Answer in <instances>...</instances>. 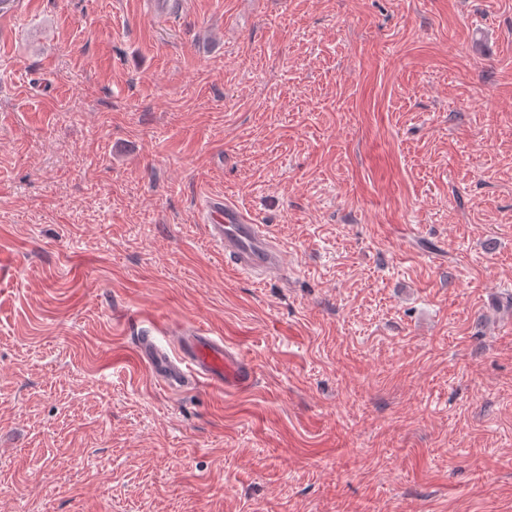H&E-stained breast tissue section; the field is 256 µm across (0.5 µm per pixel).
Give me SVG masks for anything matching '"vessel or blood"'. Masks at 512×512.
Wrapping results in <instances>:
<instances>
[{
	"instance_id": "vessel-or-blood-1",
	"label": "vessel or blood",
	"mask_w": 512,
	"mask_h": 512,
	"mask_svg": "<svg viewBox=\"0 0 512 512\" xmlns=\"http://www.w3.org/2000/svg\"><path fill=\"white\" fill-rule=\"evenodd\" d=\"M208 237L224 256L226 268L260 280L286 279L283 246L248 214L220 196L202 204ZM135 355L151 378L172 391L201 385L218 391H241L252 386L254 366L230 350L222 337L191 322L167 329L157 338L138 336Z\"/></svg>"
}]
</instances>
